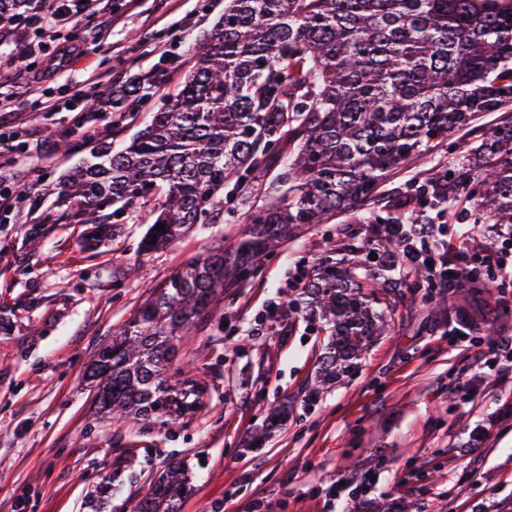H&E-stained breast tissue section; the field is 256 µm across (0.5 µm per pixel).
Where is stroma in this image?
Here are the masks:
<instances>
[{
  "label": "stroma",
  "mask_w": 512,
  "mask_h": 512,
  "mask_svg": "<svg viewBox=\"0 0 512 512\" xmlns=\"http://www.w3.org/2000/svg\"><path fill=\"white\" fill-rule=\"evenodd\" d=\"M223 12L224 0H108L105 15L75 29L22 23L0 38V53L16 60L0 80L16 105L0 112L11 136L0 176L17 201L0 211V512H87L108 473L112 512H134L176 462L191 471L178 512H370L379 502L394 512H512V373L475 368L489 338L512 341V315L494 297L475 302L453 288L441 300L409 279L386 294L388 326L352 374L317 390L326 338L288 305L313 264L348 242L345 212L284 240L251 286L225 289L198 320L167 367L171 382L202 388L195 413L163 425L96 415L85 372L113 327L243 227L207 224L145 256L139 223L92 250L87 225L40 223L26 201L37 177L78 164L86 136L120 146L162 95L103 115L44 102L81 101L158 67L176 86ZM65 39L80 51L47 70ZM448 161L444 152L417 157L383 180L380 204ZM463 383L468 393H458ZM282 403L286 420L266 432ZM337 480L341 492L330 495Z\"/></svg>",
  "instance_id": "stroma-1"
}]
</instances>
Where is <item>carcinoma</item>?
I'll return each instance as SVG.
<instances>
[{"mask_svg": "<svg viewBox=\"0 0 512 512\" xmlns=\"http://www.w3.org/2000/svg\"><path fill=\"white\" fill-rule=\"evenodd\" d=\"M38 0H0V29L31 21ZM194 67L119 150L87 137L89 152L31 200L51 196L43 224H88L85 245L120 237L127 210L152 218L141 240L158 252L198 224L249 228L227 250L200 256L171 275L112 332L86 378L102 417L168 422L195 412V385L165 375L176 342L194 319L247 282L281 240L338 212L365 225L341 254L323 257L292 306L321 323L328 341L318 388L355 368L390 318L379 294L405 283L403 249L435 240L428 215L466 192L476 231L472 248L493 252L512 228V122L474 130L448 170L410 184L384 217L367 207L380 182L417 156L470 129L482 112L512 106V0H224V15L194 53ZM167 81L163 69L112 89V109L137 106ZM297 143L285 157L280 142ZM276 163L271 202H245L258 174ZM401 231L389 245L392 223ZM164 229L157 230V224ZM468 296L491 294L466 258H450ZM187 473L177 464L142 497L136 512H176ZM112 477L90 501L107 512Z\"/></svg>", "mask_w": 512, "mask_h": 512, "instance_id": "1", "label": "carcinoma"}]
</instances>
